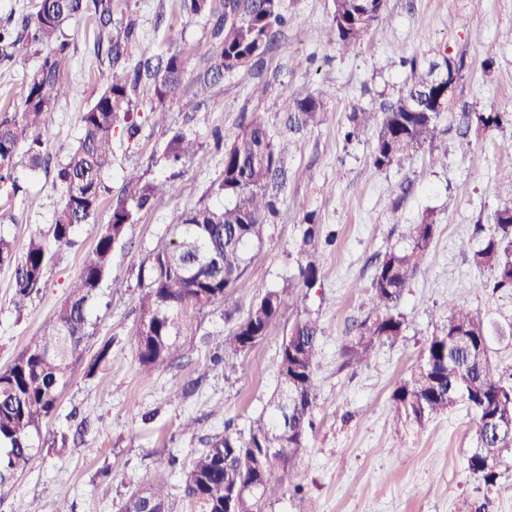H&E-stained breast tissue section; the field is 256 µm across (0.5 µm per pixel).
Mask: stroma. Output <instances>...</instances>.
<instances>
[{"label": "stroma", "mask_w": 512, "mask_h": 512, "mask_svg": "<svg viewBox=\"0 0 512 512\" xmlns=\"http://www.w3.org/2000/svg\"><path fill=\"white\" fill-rule=\"evenodd\" d=\"M36 0H0V27L18 35L11 62L0 65V113L22 107L28 76L43 62L37 46L22 39V20ZM288 23L260 65L225 75L215 88L220 108L199 104L181 91L166 105V120L155 124L153 91L141 86L134 100L136 138L115 130L114 158L104 175L105 191L94 223L77 228L72 246L57 250L38 294L24 305L14 295V269L0 266V370L7 369L37 336L43 321L66 299L108 223L125 183L138 176L162 182L166 193L136 215L121 246L112 253V273L125 282L122 292L102 284L88 303L85 354L111 344L112 359L88 372L86 359L68 375L56 413L41 427L27 469L0 487V512H35L51 490L69 512H122L128 498L157 473V453L173 455L164 478L171 512H184L181 498L193 456L222 434L243 430L250 417L267 408L276 384L278 353L297 311L318 318L322 354L314 373L315 428L296 462L305 475V497L284 485L267 512H469L490 497L491 512H512V475L496 490L484 491L467 470L475 446L471 414L457 406L425 425L398 427L390 396L417 365L426 336L448 313L449 301L480 312L500 327L512 323V293L481 289L488 270L476 267L460 249L475 225L494 221L497 198L512 188V0H387L388 24L374 28L354 51L338 50L330 36L332 0H285ZM137 22L147 53L180 51L188 72L203 66L211 42L212 18L188 17L181 0H112V27ZM67 97L47 116L46 150L64 161L80 135V116L96 99L110 71L97 50L100 32L93 13L69 21ZM465 55L467 67L452 95L445 131L436 142L445 165H432L427 151L376 169L374 138L345 141L342 132L360 108L379 109L404 88L410 74L404 57H433L436 50ZM327 90L318 121L289 134L295 99ZM264 112L274 138L291 136L284 156L288 181L279 212L268 217L263 244L224 306L205 310L200 330L180 359L151 374L138 368L133 337L140 321L141 265L171 240L177 217L195 207L220 204L215 189L224 174V151L217 137L232 140L243 113ZM500 112V126L456 130L461 111ZM177 131L195 137L208 162L171 169L161 155ZM482 155L481 171L471 158ZM23 192L0 186V235L24 246L52 224L61 189L52 173L31 169L17 156L13 171ZM39 196L28 208L25 196ZM321 227L322 266L313 287L299 291L298 308L288 311L267 336L238 360L237 372L211 365L223 355L234 320L245 317L265 292L287 287L297 275V251L304 213ZM431 216L437 226L426 256L428 271L405 289L400 303L407 329L394 343L380 345L368 364L344 367L343 344L352 336L369 301L377 258L403 244L405 225ZM193 418L185 431L180 423ZM403 445L402 454L392 451Z\"/></svg>", "instance_id": "1"}]
</instances>
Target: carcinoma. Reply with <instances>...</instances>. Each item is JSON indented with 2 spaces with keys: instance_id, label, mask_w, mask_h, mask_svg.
Instances as JSON below:
<instances>
[{
  "instance_id": "obj_1",
  "label": "carcinoma",
  "mask_w": 512,
  "mask_h": 512,
  "mask_svg": "<svg viewBox=\"0 0 512 512\" xmlns=\"http://www.w3.org/2000/svg\"><path fill=\"white\" fill-rule=\"evenodd\" d=\"M332 40L344 52L357 48L374 27L386 22V0H332ZM194 16L213 13L211 0H182ZM94 8V15L108 43L112 68L102 91L81 113L80 137L65 161L57 165L55 184L61 188V204L46 236L30 237L22 256L16 244L0 236V266L14 267L13 288L21 299L39 291L53 251L73 243L77 227L96 216L104 191L103 176L112 166V135L126 127L128 136L138 132L132 121L133 99L143 78L152 80L158 105L151 112L158 122L165 118L164 104L188 86L201 102L211 100V91L224 75L243 66L260 63L279 27L286 22L283 0H224L215 14L212 49L205 65L190 82L182 56L147 55L136 43L135 22L122 34L112 35L111 0H37L35 12L24 18L32 28V40L50 49L41 66L26 82L20 112L0 113V183L11 182L18 148L25 147L30 167L48 169L51 158L44 153L46 116L53 102L69 93L63 77L67 43L61 40L65 24ZM410 78L405 89L386 102L380 111L353 112L344 139L352 141L375 129L373 165L379 170L433 147L440 125L449 110L444 96L448 84L433 79L443 62L462 76L463 58L442 53L439 60L404 59ZM323 111V99L304 97L288 116V129L298 132ZM288 146L276 149L270 129L258 112L243 115L241 131L224 145V176L216 194L224 203L202 205L182 214L173 225V240L154 249L145 260L147 278L140 298L141 315L150 316L149 329L136 332L134 344L139 368L150 373L170 364L181 351L182 339H191L200 328L203 311L222 304L238 287L253 259L251 251L263 244L264 220L277 211L278 191L287 178L281 158ZM163 159L172 166L202 163L196 139L176 133L167 142ZM166 193L163 183L131 179L124 200L113 209L101 227L94 249L68 297L33 339L4 371H0V486L24 470L33 456L34 436L43 421L57 411L61 387L69 367L83 359L81 346L87 325V304L102 282L111 279L117 291L123 283L110 277L112 251L123 242L137 212ZM495 223L477 224L474 237L461 242V251L472 263L487 268L492 278L481 287L492 293L512 292V192L499 199ZM305 226L299 244L298 271L302 285L312 287L319 275V225L313 214L303 215ZM437 225L425 216L409 224L405 246L388 250L379 260L371 282L369 308L357 324L356 335L342 348L344 365L369 361L376 348L395 342L407 328L399 310L404 289L426 272V255ZM291 293L268 291L236 323L225 343L231 354L224 357V370L237 368L238 356L251 350L283 315L294 307ZM322 348V329L317 320L296 318L282 341L277 362V384L271 410L250 420L247 434L224 432L213 438L192 461L182 488L187 512H226L224 487L256 485L230 504L232 512H265L266 505L281 490L313 429L316 406L314 370ZM458 404L473 414V430L480 455L471 451L469 473L488 490L512 473V381L489 359V322L481 314L454 301L448 316L426 337L419 363L390 396L393 419L405 425L422 426L432 417ZM264 448H280L269 456ZM169 494L162 483H151L128 500L124 512H169ZM37 512H67L63 501L49 492Z\"/></svg>"
}]
</instances>
